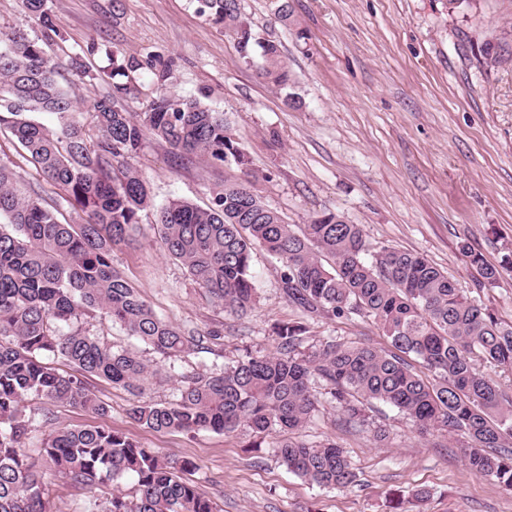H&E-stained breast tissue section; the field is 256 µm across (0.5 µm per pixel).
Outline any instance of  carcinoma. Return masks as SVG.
Wrapping results in <instances>:
<instances>
[{
    "mask_svg": "<svg viewBox=\"0 0 512 512\" xmlns=\"http://www.w3.org/2000/svg\"><path fill=\"white\" fill-rule=\"evenodd\" d=\"M47 0H22L27 13L54 30ZM198 10L224 25L247 63L276 87L293 78L278 44L261 37L238 0H197ZM0 128L10 134L86 215L63 224L37 194H19L15 174L0 164V512H52L43 477L33 469L25 440L37 424L50 427L39 448L50 469L91 490L112 487L101 512H219L216 504L178 472L193 462L172 460L108 424L54 426L28 416L25 404H68L98 415L107 408L73 374L48 363L60 359L129 393L127 417L154 432L210 430L226 436L242 428L285 433L275 456L303 480L344 489L356 480L341 445L312 444L298 431L324 393L346 422L363 427L376 404L396 409L420 433L462 436L457 449L474 473L512 490V397L480 366L512 370V321L467 297L448 272L418 253L369 247L356 224L339 214L291 225L255 193L258 175L247 168L224 117L195 98L167 94L172 60L127 59L112 73V93L94 102L99 136L87 145L74 124L51 130L33 112H77L78 98L59 80L60 65L24 33L0 30ZM149 67L155 96L145 112H129V74ZM153 136L179 157L233 163L242 178L225 182L202 208L172 198L158 210L156 229L166 255L179 261L192 283L229 314H246L257 300L254 255L260 249L281 264L279 289L302 320L272 328L275 350L248 349L223 368L183 376L166 403L145 399L146 384L165 376L162 364L101 341L83 327L110 319L174 361L209 350L219 329L199 333L159 318L112 266V249L140 231L139 213L152 207L145 178L125 167L129 155ZM460 254L484 283L495 285L512 258L492 264L463 241ZM361 314L387 346L336 336L310 342V325ZM132 482L130 490L122 488Z\"/></svg>",
    "mask_w": 512,
    "mask_h": 512,
    "instance_id": "1",
    "label": "carcinoma"
}]
</instances>
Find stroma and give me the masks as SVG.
I'll return each mask as SVG.
<instances>
[{
  "mask_svg": "<svg viewBox=\"0 0 512 512\" xmlns=\"http://www.w3.org/2000/svg\"><path fill=\"white\" fill-rule=\"evenodd\" d=\"M290 3L284 25L275 0H241L254 29L280 48L294 77L285 90L240 58L223 26L198 13L196 0H47L51 32L20 0H0V28L37 40L80 96L79 111L37 114L49 128L74 122L95 142L88 108L111 88L113 57L174 58L169 91L223 113L260 176L262 202L287 223L340 214L361 227L371 250L392 246L421 254L471 299L512 320V271L496 286H480L458 250L465 238L490 263L512 256V0H480L477 10L454 13L448 0ZM74 58L81 70L71 68ZM289 96L296 106L286 105ZM0 163L14 170L20 193H38L61 222H84L64 190L2 131ZM126 164L147 180L154 205L140 214L136 242L113 249L114 267L161 318L186 329L224 328L212 352L176 360V373L232 363L246 347L273 350V324L298 316L280 294L274 260L256 253L257 302L246 315L231 316L194 288L151 229L157 206L176 197L206 206L212 190L238 176V168L180 159L153 137ZM311 335L384 343L370 320L354 314L318 322ZM86 383L107 405L103 419L113 427L170 458L193 461L182 480L220 512H390L391 498L418 489L429 493L419 512H512V491L468 469L455 439L412 432L409 421L388 408L351 429L335 403L321 398L301 434L310 442L336 439L356 473L352 486L331 490L290 473L271 450L275 435L157 433L127 417L125 391L97 377ZM377 427L387 435L381 447L372 440ZM35 467L45 474L52 512H84L89 490L43 461Z\"/></svg>",
  "mask_w": 512,
  "mask_h": 512,
  "instance_id": "stroma-1",
  "label": "stroma"
}]
</instances>
